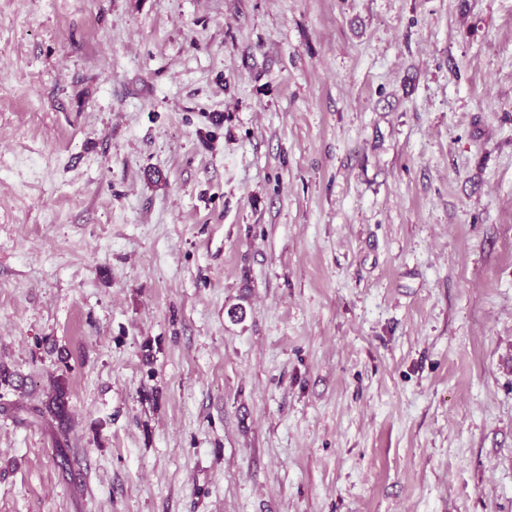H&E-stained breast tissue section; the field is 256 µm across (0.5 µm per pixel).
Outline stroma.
<instances>
[{"label":"stroma","instance_id":"35a3bbf8","mask_svg":"<svg viewBox=\"0 0 512 512\" xmlns=\"http://www.w3.org/2000/svg\"><path fill=\"white\" fill-rule=\"evenodd\" d=\"M0 367V512H512V0H0ZM70 392L64 377H57L53 384L47 400L42 408H35L36 416L43 418L51 424H56L60 433H63L64 425L67 424L70 416Z\"/></svg>","mask_w":512,"mask_h":512}]
</instances>
